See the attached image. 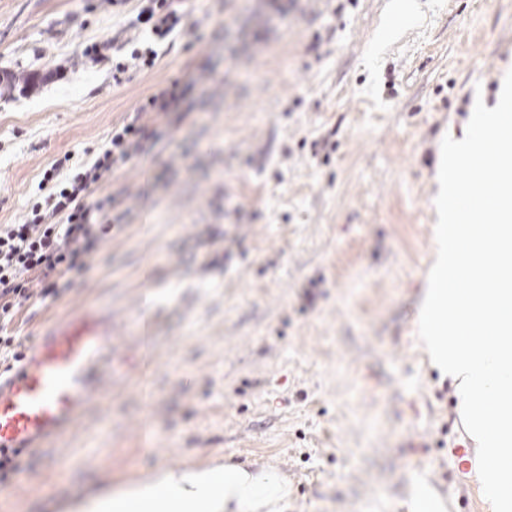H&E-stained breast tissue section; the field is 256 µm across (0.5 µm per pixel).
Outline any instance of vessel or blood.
<instances>
[{
  "mask_svg": "<svg viewBox=\"0 0 512 512\" xmlns=\"http://www.w3.org/2000/svg\"><path fill=\"white\" fill-rule=\"evenodd\" d=\"M112 313L84 309L57 319L0 372V459L42 448L70 431L112 365Z\"/></svg>",
  "mask_w": 512,
  "mask_h": 512,
  "instance_id": "1",
  "label": "vessel or blood"
}]
</instances>
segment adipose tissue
<instances>
[{
    "label": "adipose tissue",
    "mask_w": 512,
    "mask_h": 512,
    "mask_svg": "<svg viewBox=\"0 0 512 512\" xmlns=\"http://www.w3.org/2000/svg\"><path fill=\"white\" fill-rule=\"evenodd\" d=\"M288 480L243 462L172 470L155 466L139 479L70 504V512H286Z\"/></svg>",
    "instance_id": "obj_1"
}]
</instances>
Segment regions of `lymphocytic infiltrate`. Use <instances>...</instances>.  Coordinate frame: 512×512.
<instances>
[{"mask_svg": "<svg viewBox=\"0 0 512 512\" xmlns=\"http://www.w3.org/2000/svg\"><path fill=\"white\" fill-rule=\"evenodd\" d=\"M174 2L146 0L137 15L146 37L132 50L130 62L115 63L113 81L122 82L129 68L155 66L160 46L182 24ZM185 94L176 81L156 87L84 160L72 165L63 157L45 169L40 180L44 195L30 206L22 223L0 225V330L33 294L59 296L60 278L80 275L86 256L110 229L127 223L132 209L123 192L102 199L96 192L116 170L157 144L156 123L180 111Z\"/></svg>", "mask_w": 512, "mask_h": 512, "instance_id": "f902f5d3", "label": "lymphocytic infiltrate"}]
</instances>
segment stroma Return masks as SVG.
<instances>
[{"instance_id": "35a3bbf8", "label": "stroma", "mask_w": 512, "mask_h": 512, "mask_svg": "<svg viewBox=\"0 0 512 512\" xmlns=\"http://www.w3.org/2000/svg\"><path fill=\"white\" fill-rule=\"evenodd\" d=\"M395 2L183 0L196 37L118 85L138 0H0V224L155 86L188 87L186 117L157 128L144 214L9 328L29 342L108 309L116 352L111 384L22 457L0 512H67L155 465L217 458L277 468L288 512H407L420 484L452 512L479 500L455 387L417 319L441 141L463 139L476 100L496 106L512 0H408L393 27Z\"/></svg>"}]
</instances>
